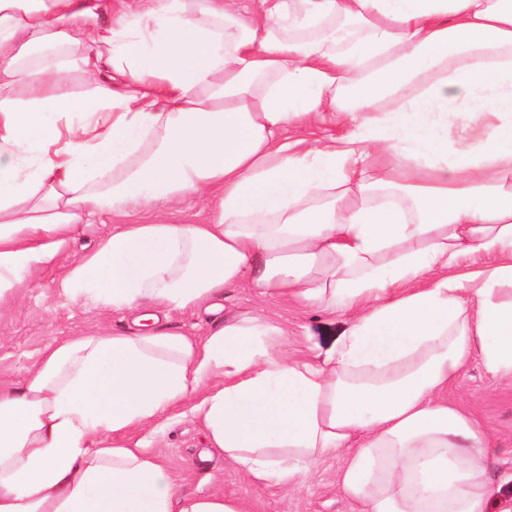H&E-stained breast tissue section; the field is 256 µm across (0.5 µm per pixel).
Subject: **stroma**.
Wrapping results in <instances>:
<instances>
[{
  "label": "stroma",
  "instance_id": "obj_1",
  "mask_svg": "<svg viewBox=\"0 0 512 512\" xmlns=\"http://www.w3.org/2000/svg\"><path fill=\"white\" fill-rule=\"evenodd\" d=\"M107 227L83 225L71 246L51 269L36 270L29 276L9 309L0 313V382L21 381L37 363L50 343L107 325L114 330H133V318L127 313H102L67 303L57 284L74 258L94 250ZM220 301L241 313L260 309L280 312L288 320L293 335L288 352L301 356L329 349L347 326L341 315H329L303 308L243 284L226 289ZM448 396L461 406L498 443L491 460L492 473L512 472V384L488 375L479 356L464 365L460 380L450 387ZM162 464L180 478L185 491L197 494H221L242 501L248 512H357V505L345 500L336 488V473L342 461L329 458L295 488L285 490L254 483L223 451L208 447L202 429L184 420L166 429L160 455Z\"/></svg>",
  "mask_w": 512,
  "mask_h": 512
}]
</instances>
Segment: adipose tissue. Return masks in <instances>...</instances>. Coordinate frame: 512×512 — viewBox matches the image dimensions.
<instances>
[{
	"label": "adipose tissue",
	"instance_id": "ef3b65f1",
	"mask_svg": "<svg viewBox=\"0 0 512 512\" xmlns=\"http://www.w3.org/2000/svg\"><path fill=\"white\" fill-rule=\"evenodd\" d=\"M462 110L494 123L451 151ZM190 195L210 220L169 221ZM106 213L59 287L143 325L0 383V512H246L135 439L179 414L259 484L339 456L359 512H512L448 399L474 355L512 381V0H0V308ZM246 279L348 327L292 358L272 311L160 326ZM488 117L483 112H448V125L441 129L443 142L448 150H454L458 136L463 129L482 132L487 129ZM224 318V309L216 314H176L170 315L168 324L187 336L201 340L205 338L213 327Z\"/></svg>",
	"mask_w": 512,
	"mask_h": 512
}]
</instances>
